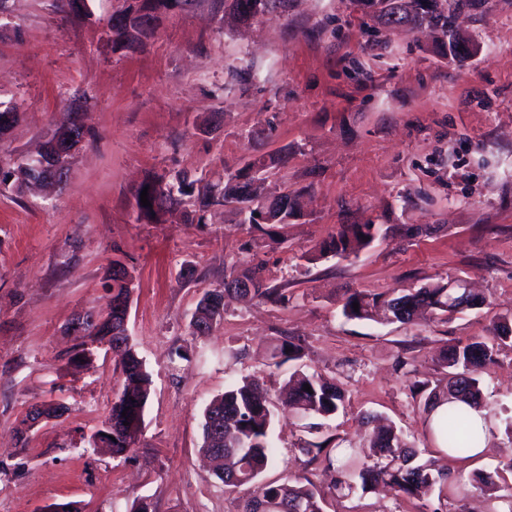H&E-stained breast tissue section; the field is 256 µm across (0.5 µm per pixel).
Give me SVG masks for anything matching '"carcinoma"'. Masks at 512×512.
<instances>
[{
	"label": "carcinoma",
	"mask_w": 512,
	"mask_h": 512,
	"mask_svg": "<svg viewBox=\"0 0 512 512\" xmlns=\"http://www.w3.org/2000/svg\"><path fill=\"white\" fill-rule=\"evenodd\" d=\"M180 0H139L134 5L112 14V20L127 16L134 11L167 12ZM436 8L422 13L421 21L429 27L447 32L452 28V16L448 13V0H434ZM266 167L263 157L246 162L237 172L228 176L224 189L198 179L182 171L174 174L167 182H152L148 187L150 205L140 207L145 215H153L164 207L189 203L194 207L197 222H202L208 208L227 201L228 195L238 193L247 187L251 172ZM370 224H341L336 235L323 243L313 259L328 256L347 257L359 252L367 245L365 238L372 237ZM251 285V296L270 301L284 298L281 289L268 285L259 271L253 268L233 266L224 274V288L207 292L199 301L192 320L205 325L200 335H206L210 326L205 324L209 300L223 293L239 294L238 283ZM465 291L450 288L444 284H430L416 290H407L391 298L370 297L360 292L350 293L343 304L342 314L348 320H372L377 309L387 312L391 322L411 321L422 308L434 309L441 314H453L461 310L462 304L476 309L484 300L474 296L464 301ZM359 309L353 308V303ZM512 346V313L503 315L492 328V338L486 341L474 338L465 344L445 347L439 357V364L448 369V382L441 387L430 382L415 381L410 390L415 395L425 396V411H433L437 402L446 399L453 403L448 414L441 417L436 433L444 439L448 451L446 456L465 460L477 447L481 434L471 424L468 412L460 404L479 402L480 381L477 373L494 361L500 347ZM122 366L124 384L121 395L112 403L111 417H122V412L132 414L144 410L150 379L142 360L132 348L115 355ZM309 385L311 391L304 390ZM289 399L304 413L329 418L343 407L344 395L340 387L313 373H294L288 382ZM273 413L270 402L259 383L244 380L224 389V393L212 399L204 410L202 449L218 462L219 472L224 474L221 481L227 490L243 485H256L254 495L244 502L241 512H255L253 504L261 500L270 505L268 512H325L323 498L308 477H297L283 483L262 482L260 477L272 465L276 447L272 439ZM329 441L310 442L301 449L309 456V462H317L324 469L337 474L334 486L349 491L359 487L367 490L373 483L383 482L402 497L421 499L433 492L448 496L452 490L450 472L431 461L411 465L413 453L402 434L393 427L378 429L369 453L360 448H330ZM375 458L369 465L364 458Z\"/></svg>",
	"instance_id": "1"
}]
</instances>
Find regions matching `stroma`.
Segmentation results:
<instances>
[{"label":"stroma","instance_id":"1","mask_svg":"<svg viewBox=\"0 0 512 512\" xmlns=\"http://www.w3.org/2000/svg\"><path fill=\"white\" fill-rule=\"evenodd\" d=\"M125 0H54L0 7V102L20 116L0 140V169L37 154L66 112L87 136L64 184H0V512H239L252 489L225 490L203 459L206 405L227 384L255 379L277 393L300 370L345 392L335 416L275 413L277 458L265 479L309 476L325 512H512V347L480 373L493 422L483 456H441L411 382L446 381L440 349L488 335L512 312V0H478L461 21L477 53H433L430 37L378 33L351 0H290L240 24L224 0L168 14L132 49L113 47L108 20ZM251 156L268 158L262 192H302L301 215L268 239L240 211L189 207L144 217L139 189L177 171L213 184ZM342 224H369L358 254L315 259ZM133 277L128 331L150 376L134 450L90 447L120 396V364L105 350L73 358L66 328L111 295L113 261ZM261 266L284 299H231L209 335L191 316L231 266ZM193 277H186V270ZM458 278L477 309L408 323L350 321L349 292L390 296ZM302 349L280 363L282 341ZM61 417L30 431L34 408ZM401 429L421 459L446 466L445 499L379 488L334 489L302 449L367 442L372 417ZM497 487L489 493L483 483Z\"/></svg>","mask_w":512,"mask_h":512}]
</instances>
